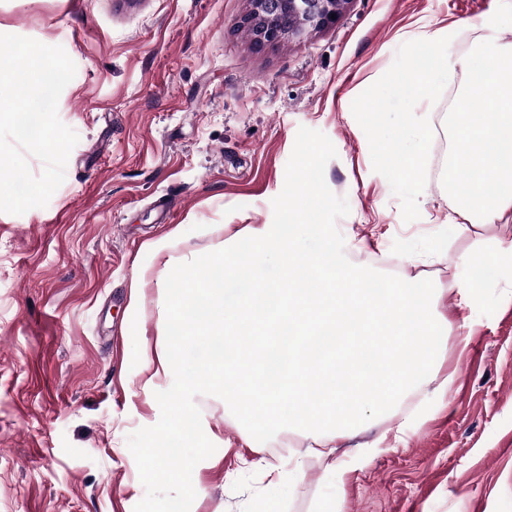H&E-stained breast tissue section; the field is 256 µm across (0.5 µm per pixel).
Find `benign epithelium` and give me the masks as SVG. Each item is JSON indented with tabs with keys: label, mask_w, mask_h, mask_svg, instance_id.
Returning <instances> with one entry per match:
<instances>
[{
	"label": "benign epithelium",
	"mask_w": 512,
	"mask_h": 512,
	"mask_svg": "<svg viewBox=\"0 0 512 512\" xmlns=\"http://www.w3.org/2000/svg\"><path fill=\"white\" fill-rule=\"evenodd\" d=\"M349 0H250L251 8L242 26L251 30L256 45L302 38L307 33L327 27L340 16Z\"/></svg>",
	"instance_id": "obj_1"
}]
</instances>
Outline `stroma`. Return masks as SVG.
I'll use <instances>...</instances> for the list:
<instances>
[{
	"label": "stroma",
	"mask_w": 512,
	"mask_h": 512,
	"mask_svg": "<svg viewBox=\"0 0 512 512\" xmlns=\"http://www.w3.org/2000/svg\"><path fill=\"white\" fill-rule=\"evenodd\" d=\"M248 9L0 0V34L74 61L58 115L79 137L46 207L0 213V512H133L146 490L127 438L159 421L154 393L169 387H143L145 363L166 352L150 245L173 234L175 255L199 256L219 243L215 225L272 223L302 126L336 149L325 180L349 204L336 223L347 257L433 281L450 384L418 390L429 412L403 441L399 409L340 441L333 472L309 432L260 443L223 400L197 395L216 451L193 470L191 512H320L330 499L340 512H512V285L493 273L470 307L457 305L469 257L512 241V223H470L442 185L445 115L465 80L416 106L436 135L408 223L351 110L405 42L447 36L454 57L486 40L512 45V0H349L333 25L261 48L240 29ZM137 266L150 276L136 285ZM368 445L376 454L353 464Z\"/></svg>",
	"instance_id": "obj_1"
}]
</instances>
